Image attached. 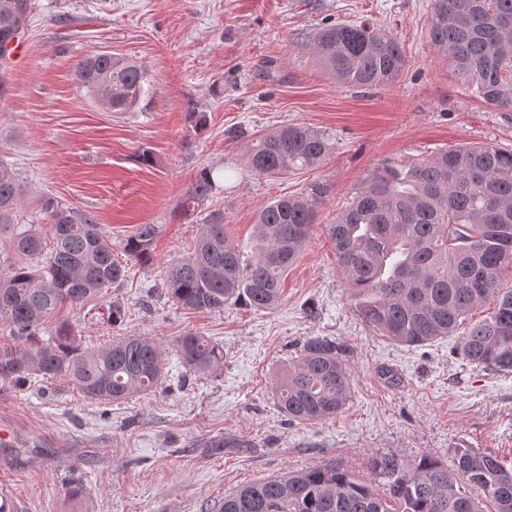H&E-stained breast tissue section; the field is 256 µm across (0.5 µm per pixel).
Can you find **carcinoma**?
I'll return each mask as SVG.
<instances>
[{
  "mask_svg": "<svg viewBox=\"0 0 512 512\" xmlns=\"http://www.w3.org/2000/svg\"><path fill=\"white\" fill-rule=\"evenodd\" d=\"M24 0H0V48L24 23ZM431 44L447 56L460 82L491 106L512 109V0H432ZM307 55L339 84L386 87L404 58L398 41L366 23H327L305 46ZM78 83L116 110L140 99L147 71L110 54L78 63ZM333 149L331 136L299 123L257 135L245 164L257 175L279 178L313 168ZM214 188L201 172L184 211L202 204ZM318 193L279 197L263 208L248 259L229 243L224 225L203 226L194 252L172 263L164 287L179 306L220 313L229 306L258 310L281 300L288 270L316 223ZM22 188L12 167L0 162V228L17 223ZM50 224L53 248L44 264L13 265L0 272V324L20 348L0 344V385L37 376L62 380L91 400L117 402L149 394L160 385L166 350L146 336H126L99 348L84 347L71 324L47 337L45 323L58 308L105 295L127 277L95 220L44 193L37 201ZM355 311L373 331L408 346L450 336L479 306L490 316L472 323L459 349L472 364L512 372V151L490 144L453 146L405 162H383L352 201L327 225ZM155 224H140L122 245L135 262L151 261ZM18 255L39 257L42 234L30 230L8 241ZM175 355L193 376L224 364V349L195 332L178 337ZM343 349L322 336L302 345L296 363L272 383L279 410L299 422L339 413L351 398ZM384 481L377 491L352 471L322 464L240 486L215 512H512V465L470 446L453 449V468L432 455L410 463L398 453L371 459Z\"/></svg>",
  "mask_w": 512,
  "mask_h": 512,
  "instance_id": "cac0c4a2",
  "label": "carcinoma"
}]
</instances>
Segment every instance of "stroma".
Here are the masks:
<instances>
[{
  "mask_svg": "<svg viewBox=\"0 0 512 512\" xmlns=\"http://www.w3.org/2000/svg\"><path fill=\"white\" fill-rule=\"evenodd\" d=\"M431 0H25V57L0 65V161L23 186L16 229L48 231L36 201L51 193L91 215L113 246L155 224L152 260L130 263L106 296L61 308L85 346L149 336L170 346L193 331L224 348L213 376L168 364L155 392L127 402L84 399L60 382L0 390V494L14 512H210L237 486L324 463L366 475L375 454L452 463L461 445L512 463V373L468 362L452 335L395 343L356 315L325 226L380 163L448 146L512 149V112L463 86L427 37ZM375 22L400 43L399 79L361 91L336 84L302 51L323 23ZM109 53L145 68L129 112L82 88L77 62ZM207 116L196 127L192 113ZM284 123L329 133L314 169L269 179L243 164L248 137ZM151 164L140 160L142 152ZM215 188L190 216L180 204L202 170ZM325 192L276 309H184L161 294L163 274L204 224L222 217L252 253L256 214L280 196ZM125 317L108 319L110 303ZM309 336L345 350L352 398L326 421L281 414L272 378ZM234 447H219V440ZM84 483L75 498L70 487Z\"/></svg>",
  "mask_w": 512,
  "mask_h": 512,
  "instance_id": "stroma-1",
  "label": "stroma"
}]
</instances>
